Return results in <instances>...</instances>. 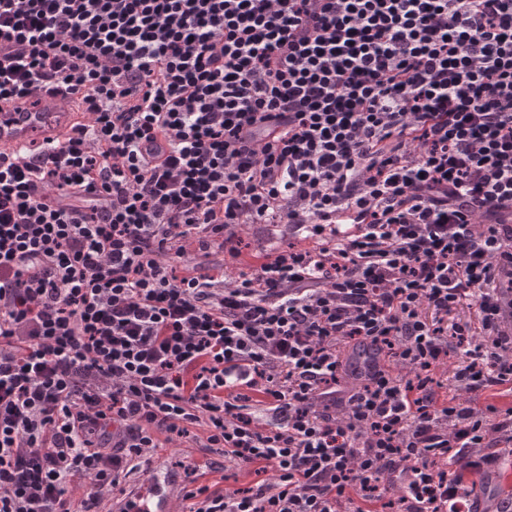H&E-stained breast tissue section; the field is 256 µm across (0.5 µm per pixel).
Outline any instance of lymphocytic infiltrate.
<instances>
[{"label":"lymphocytic infiltrate","instance_id":"lymphocytic-infiltrate-1","mask_svg":"<svg viewBox=\"0 0 512 512\" xmlns=\"http://www.w3.org/2000/svg\"><path fill=\"white\" fill-rule=\"evenodd\" d=\"M58 85L91 125L0 156V512L197 426L252 480L188 512H512L467 481L512 458V0H0V100ZM249 224L293 241L185 272Z\"/></svg>","mask_w":512,"mask_h":512}]
</instances>
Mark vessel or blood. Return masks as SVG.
I'll return each mask as SVG.
<instances>
[{
  "label": "vessel or blood",
  "mask_w": 512,
  "mask_h": 512,
  "mask_svg": "<svg viewBox=\"0 0 512 512\" xmlns=\"http://www.w3.org/2000/svg\"><path fill=\"white\" fill-rule=\"evenodd\" d=\"M89 114L66 87L40 89L22 101L0 100V154L33 150L49 141L72 137L75 126L87 124ZM174 476L163 466L151 465L138 488L114 512H168Z\"/></svg>",
  "instance_id": "b4317fda"
}]
</instances>
